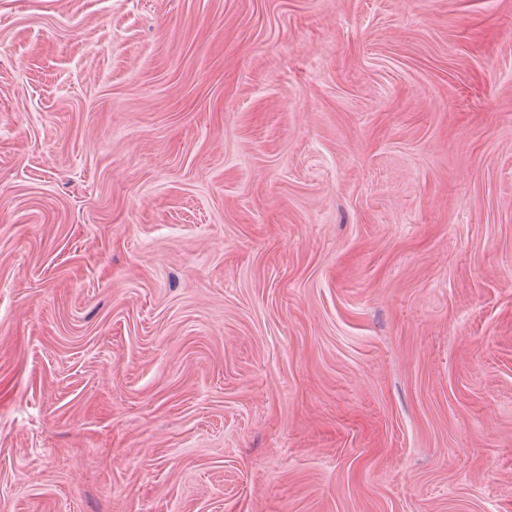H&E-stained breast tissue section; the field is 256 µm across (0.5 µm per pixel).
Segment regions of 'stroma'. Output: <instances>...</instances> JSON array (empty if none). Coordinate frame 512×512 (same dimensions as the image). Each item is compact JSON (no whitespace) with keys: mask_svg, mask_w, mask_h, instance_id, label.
Here are the masks:
<instances>
[{"mask_svg":"<svg viewBox=\"0 0 512 512\" xmlns=\"http://www.w3.org/2000/svg\"><path fill=\"white\" fill-rule=\"evenodd\" d=\"M0 512H512V0H0Z\"/></svg>","mask_w":512,"mask_h":512,"instance_id":"stroma-1","label":"stroma"}]
</instances>
